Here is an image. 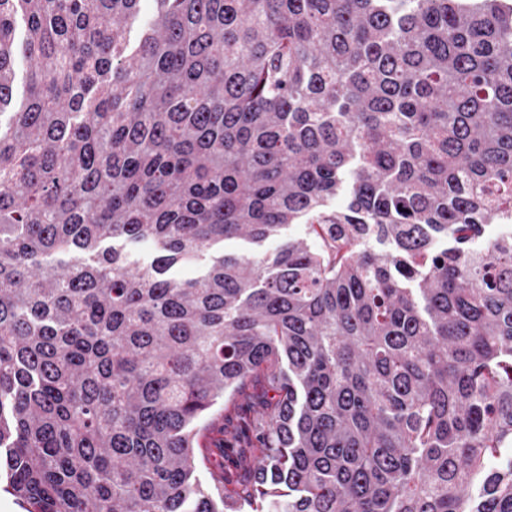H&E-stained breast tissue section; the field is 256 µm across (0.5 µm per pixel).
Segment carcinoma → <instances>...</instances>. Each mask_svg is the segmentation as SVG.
Here are the masks:
<instances>
[{
    "label": "carcinoma",
    "instance_id": "1",
    "mask_svg": "<svg viewBox=\"0 0 512 512\" xmlns=\"http://www.w3.org/2000/svg\"><path fill=\"white\" fill-rule=\"evenodd\" d=\"M142 2L0 0V491L512 512V0Z\"/></svg>",
    "mask_w": 512,
    "mask_h": 512
}]
</instances>
